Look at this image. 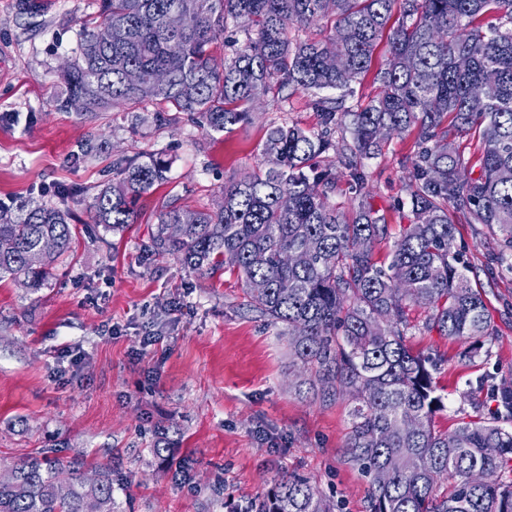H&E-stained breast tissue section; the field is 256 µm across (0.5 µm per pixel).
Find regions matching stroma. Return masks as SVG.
I'll return each mask as SVG.
<instances>
[{
    "instance_id": "35a3bbf8",
    "label": "stroma",
    "mask_w": 512,
    "mask_h": 512,
    "mask_svg": "<svg viewBox=\"0 0 512 512\" xmlns=\"http://www.w3.org/2000/svg\"><path fill=\"white\" fill-rule=\"evenodd\" d=\"M99 0H43L21 14L0 0V202L41 198L69 210L75 252L37 290L0 280V468L44 451L81 453L112 466L117 512H255L280 479L307 478L335 512H368V478L350 465L345 444L349 398L311 386L287 336L247 306L237 273L199 274L141 246L168 199L190 210L212 206L227 184L260 159L267 129L313 128L310 94L267 98L251 124L225 133L198 115L160 121L158 105L76 112L64 108L56 72L78 49L83 19ZM416 132L392 137L367 160L371 202L391 233L408 221L407 188ZM106 142L84 163L68 160L82 141ZM162 154L169 180L136 203L123 235L91 228L87 207L111 182L118 160ZM76 186L57 200L51 188ZM456 245L492 318V354L461 364L465 344L422 329L415 309L414 352L438 358L433 373L450 405L440 431L489 417L477 379L512 384V273L495 261L500 235L456 219Z\"/></svg>"
}]
</instances>
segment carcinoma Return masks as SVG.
Returning <instances> with one entry per match:
<instances>
[{
	"mask_svg": "<svg viewBox=\"0 0 512 512\" xmlns=\"http://www.w3.org/2000/svg\"><path fill=\"white\" fill-rule=\"evenodd\" d=\"M173 11L185 18L178 30L167 25ZM488 15L496 23L485 26ZM105 26L109 44L97 39ZM294 27L322 37L293 40ZM231 28L245 40L219 63L213 47ZM382 42L378 93L345 108ZM78 49L60 77L65 102L81 96L86 112L158 101L220 133L249 123L271 93L313 95L317 129L270 127L260 163L212 208L163 205L143 252L171 255L200 274L237 270L250 307L283 326L303 370L331 394L351 395L346 455L370 481L369 512H512V480L502 475L512 472V385L492 389L491 418L437 431L433 418L446 409L437 361L413 352L407 336L412 310L423 308V329L468 342L460 359L490 353L487 306L455 250L454 218L500 232L496 261L512 272V0H102L99 16L80 23ZM379 128L418 130L409 223L394 239L364 192V161L382 153ZM471 133L474 158L457 142ZM330 150L336 165L317 164ZM169 172L159 154L117 165L119 178L92 197L91 222L124 231L136 222V201ZM342 180L354 191L350 217L329 204ZM70 220L46 202L0 203V279L39 287L73 252ZM45 239L53 251H40ZM389 239V262L375 261L376 245ZM304 248L305 265L283 262ZM257 281L266 288L255 291ZM387 466L379 485L374 475ZM83 467L78 456H25L12 466V483H0V512H115L112 469L97 467L88 483ZM257 512L335 505L293 475Z\"/></svg>",
	"mask_w": 512,
	"mask_h": 512,
	"instance_id": "carcinoma-1",
	"label": "carcinoma"
}]
</instances>
